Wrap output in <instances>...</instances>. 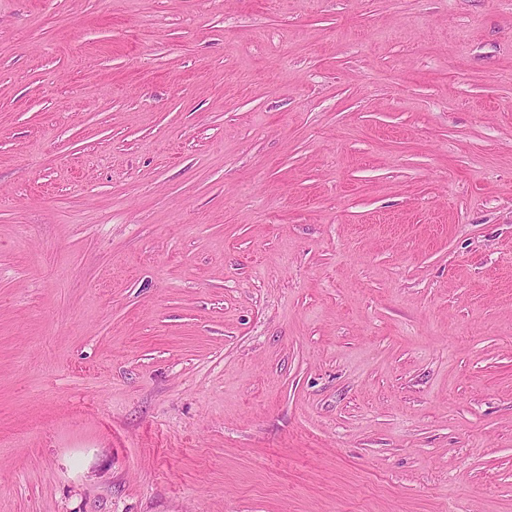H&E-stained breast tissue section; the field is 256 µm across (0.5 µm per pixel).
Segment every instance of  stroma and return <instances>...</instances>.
Masks as SVG:
<instances>
[{"instance_id":"stroma-1","label":"stroma","mask_w":512,"mask_h":512,"mask_svg":"<svg viewBox=\"0 0 512 512\" xmlns=\"http://www.w3.org/2000/svg\"><path fill=\"white\" fill-rule=\"evenodd\" d=\"M0 512H512V0H0Z\"/></svg>"}]
</instances>
